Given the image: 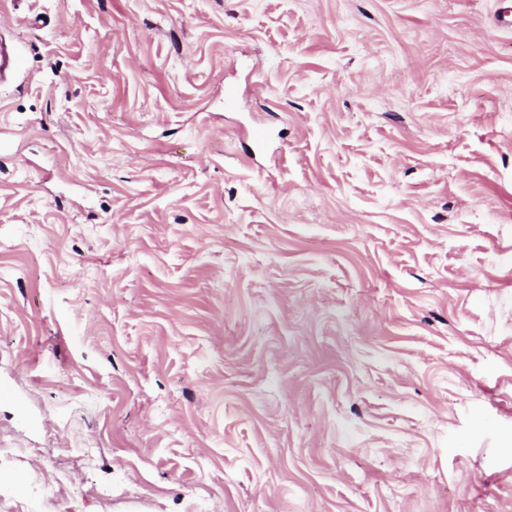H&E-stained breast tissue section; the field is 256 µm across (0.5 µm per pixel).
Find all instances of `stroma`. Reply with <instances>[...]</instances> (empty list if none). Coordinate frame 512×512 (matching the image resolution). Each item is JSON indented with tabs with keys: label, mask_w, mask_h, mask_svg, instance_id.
<instances>
[{
	"label": "stroma",
	"mask_w": 512,
	"mask_h": 512,
	"mask_svg": "<svg viewBox=\"0 0 512 512\" xmlns=\"http://www.w3.org/2000/svg\"><path fill=\"white\" fill-rule=\"evenodd\" d=\"M503 7L0 0V512H512ZM21 60L12 45L0 40V80L3 81L20 68Z\"/></svg>",
	"instance_id": "35a3bbf8"
}]
</instances>
